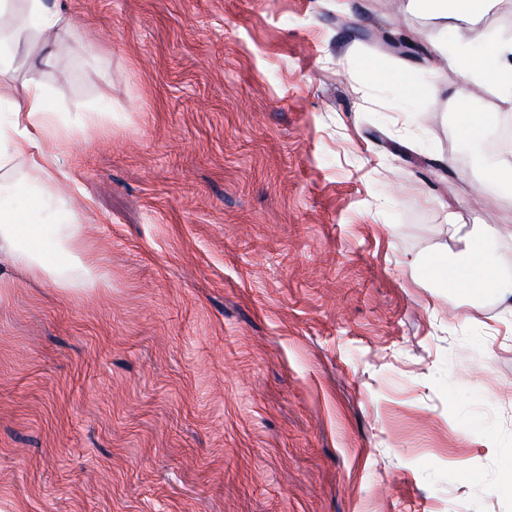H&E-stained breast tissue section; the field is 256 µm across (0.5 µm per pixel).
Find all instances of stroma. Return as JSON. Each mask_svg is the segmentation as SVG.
Here are the masks:
<instances>
[{
	"label": "stroma",
	"mask_w": 512,
	"mask_h": 512,
	"mask_svg": "<svg viewBox=\"0 0 512 512\" xmlns=\"http://www.w3.org/2000/svg\"><path fill=\"white\" fill-rule=\"evenodd\" d=\"M67 8L42 80L112 114L60 155L112 284L0 274V512H512V304L430 265L480 242L512 283V184L432 53L453 28L412 0Z\"/></svg>",
	"instance_id": "stroma-1"
}]
</instances>
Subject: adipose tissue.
Segmentation results:
<instances>
[{"label":"adipose tissue","mask_w":512,"mask_h":512,"mask_svg":"<svg viewBox=\"0 0 512 512\" xmlns=\"http://www.w3.org/2000/svg\"><path fill=\"white\" fill-rule=\"evenodd\" d=\"M480 0H417L419 9L438 18H453L458 31V51L435 44L441 62L458 71L467 88L494 93L512 104V36L489 41L477 11ZM0 264L22 270L34 280L51 285L64 294L87 292L110 284V275L93 254L85 233L84 218L71 213L68 223L39 221L41 197L24 194L27 182L47 189L60 206H68L76 181L59 165L60 147L75 137L89 136L111 120L99 112L80 125L70 124L56 112L41 80L42 67L62 61L65 49L56 36L72 30L73 22L64 9L50 7L47 0H0ZM36 38L46 48L39 64L33 65L24 81L15 78L12 44ZM482 47V60L469 53ZM437 281L457 294L495 291L500 287L498 267L485 248L470 249L455 264L438 258L432 263Z\"/></svg>","instance_id":"ef3b65f1"}]
</instances>
